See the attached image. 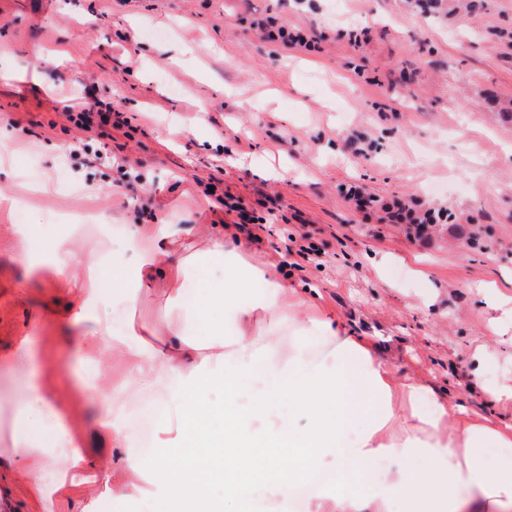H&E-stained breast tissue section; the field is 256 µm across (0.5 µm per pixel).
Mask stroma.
<instances>
[{"instance_id":"stroma-1","label":"stroma","mask_w":512,"mask_h":512,"mask_svg":"<svg viewBox=\"0 0 512 512\" xmlns=\"http://www.w3.org/2000/svg\"><path fill=\"white\" fill-rule=\"evenodd\" d=\"M266 16L314 32L316 49L268 41L252 25ZM202 43L208 53H196ZM89 86L125 112L129 136L64 118ZM78 137L99 161L70 158ZM2 149L12 159L0 194L25 211L0 206V512H41L8 456L28 398L16 359L26 336L44 391L72 405L67 430L127 486L121 497L84 486L56 512L158 504L149 474L127 485L124 449H102L95 434L97 409L79 392L89 326L67 316L72 295L49 267L20 259L87 216L141 225L146 241L151 225L175 224L187 248L229 231L256 266L286 234H307L322 254L288 280L318 291L311 314L345 322L396 375L424 373L470 416L512 420L476 384L480 368L512 383V326L488 332L497 312L484 293L493 283L512 298V0H443L426 14L414 0H0ZM353 185L450 218L408 235L356 210ZM226 194L238 212L220 204ZM242 212L266 220L259 238L239 226ZM163 288L156 278L142 306L97 316L153 330V346L197 335V318L172 311Z\"/></svg>"}]
</instances>
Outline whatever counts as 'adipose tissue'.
Returning <instances> with one entry per match:
<instances>
[{
	"mask_svg": "<svg viewBox=\"0 0 512 512\" xmlns=\"http://www.w3.org/2000/svg\"><path fill=\"white\" fill-rule=\"evenodd\" d=\"M157 245L141 250L136 227H128L126 246L135 254L131 267L112 278L127 308L143 301L142 286L156 274L169 277V301L184 308L186 286L197 278L200 290L192 304L212 340L196 339L153 354L143 351L135 330L121 334L92 328L80 340L83 357L104 371L113 357L130 365V389L160 383L180 410L186 432L184 447L167 450L151 465V478L160 491V512H224L232 501L248 512L257 485H271L279 512H288L295 485L308 472L332 465L336 484L318 488L309 512H512V462L492 460L495 448L512 447V423L486 424L472 419L451 398L437 394L418 376H397L375 356L365 337L327 317L307 314L311 297L289 286L280 271V258L264 267L244 259L242 246L224 235L210 236L204 248L177 254L172 247L180 232L172 224L154 228ZM87 246L80 237L53 247L55 276L66 279L81 267L78 305L73 321L87 320L91 307L109 303L102 290L104 272L98 262L81 263ZM224 266L223 281L205 272L209 262ZM301 313L298 328L304 343L288 362L274 355L278 318L284 310ZM231 341H224V334ZM329 337L339 341L334 365L310 367L306 341ZM224 392L222 407L207 395ZM85 397L100 411L97 429L109 444L125 443L115 401L101 387L84 386ZM288 404L308 421L306 428L289 426L275 433L256 430L271 407ZM61 396L31 384L30 399L19 409V438L11 449L30 486L39 495L43 512H53L55 498L87 484L109 485V470L95 467L79 448H69L68 465L48 470L37 455L45 421L64 431ZM224 416V434L215 436L208 423ZM428 468L416 469L417 460ZM395 468L379 471V464ZM224 486V497L212 492Z\"/></svg>",
	"mask_w": 512,
	"mask_h": 512,
	"instance_id": "adipose-tissue-1",
	"label": "adipose tissue"
}]
</instances>
